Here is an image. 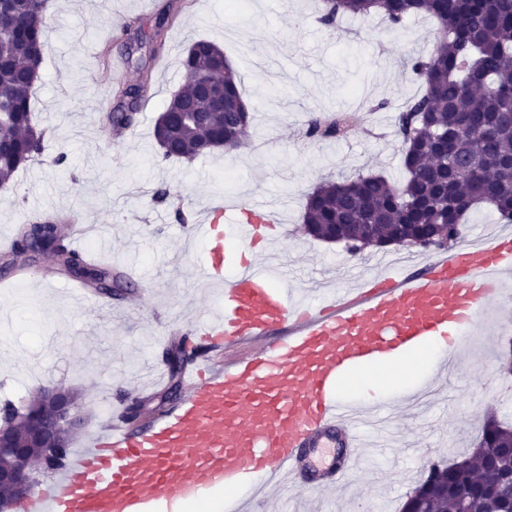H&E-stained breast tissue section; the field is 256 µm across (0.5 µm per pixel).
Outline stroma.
Masks as SVG:
<instances>
[{"label":"stroma","instance_id":"stroma-1","mask_svg":"<svg viewBox=\"0 0 512 512\" xmlns=\"http://www.w3.org/2000/svg\"><path fill=\"white\" fill-rule=\"evenodd\" d=\"M167 0H49L42 81L32 109L45 130L44 150L21 169L9 190H0V244L8 242L33 210L80 216L90 230L82 250L125 268L136 289L124 301L71 296L68 280L49 275L43 258L33 275L0 280V403L22 404L36 392L57 387L77 392L86 419L71 442L81 448L123 391L142 400L167 392L170 383L142 388L138 374L147 360L161 359L191 323L219 308L217 289L199 283L194 269L204 241L182 252V226L172 206L155 202V189L169 188L190 223L205 210L261 198L279 212L272 233L276 250L293 276L296 300L312 281L353 288L379 273L376 249L351 253L343 242L306 235V195L325 180L378 174L400 182L402 143L395 121L404 102L424 88L406 67L412 55L428 56L442 40L435 21L418 16L393 27L381 17L346 15L334 26L319 21L321 0H248L239 19L228 0H179L182 10L163 50H141L139 67L124 63L119 39L128 24L149 25ZM214 40L238 72L242 96L255 111L250 143L217 150L193 161L163 159L153 128L185 79L178 61L196 39ZM129 83L149 77V110L123 136L104 139L100 125L118 84L112 64ZM354 113L347 137L312 141L309 121L328 112ZM66 153L67 167L55 165ZM461 244L488 245L512 224H502L490 206L463 221ZM483 339L464 354L465 371L452 378L427 413L400 419L397 442L369 454L358 470L361 484L329 497L325 512H401L406 493L430 466L470 453L479 423L488 413L512 420V375L500 370L501 345L512 337V305L489 315Z\"/></svg>","mask_w":512,"mask_h":512}]
</instances>
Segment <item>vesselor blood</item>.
I'll list each match as a JSON object with an SVG mask.
<instances>
[{
	"mask_svg": "<svg viewBox=\"0 0 512 512\" xmlns=\"http://www.w3.org/2000/svg\"><path fill=\"white\" fill-rule=\"evenodd\" d=\"M223 208L191 225L184 248L208 244L195 276L219 287V311L192 334L214 356L185 378L183 395L141 424L113 423L77 449L54 483L31 493L22 512H181L191 499L233 492L223 512H260L275 490L313 494L350 481L356 457L303 480L310 449L334 436L354 448L385 446L383 417L430 404L445 376L459 372L461 351L486 313L512 301L503 277L512 273V237L465 245L428 258L421 273L387 272L349 292L323 290L314 306L290 300L287 271L268 260L240 259L227 274L225 240L249 251L265 240L277 215L264 203L238 205L230 223ZM455 331L458 340L432 375L397 395L362 403L340 388L353 370L421 348ZM241 358L219 360L242 345Z\"/></svg>",
	"mask_w": 512,
	"mask_h": 512,
	"instance_id": "vessel-or-blood-1",
	"label": "vessel or blood"
}]
</instances>
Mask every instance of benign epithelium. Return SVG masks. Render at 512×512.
I'll return each instance as SVG.
<instances>
[{"label": "benign epithelium", "instance_id": "1", "mask_svg": "<svg viewBox=\"0 0 512 512\" xmlns=\"http://www.w3.org/2000/svg\"><path fill=\"white\" fill-rule=\"evenodd\" d=\"M199 91L212 108L223 111L227 107L224 85L204 81L199 83ZM41 395L47 408L31 409L24 413V441L17 440L9 424L0 423V454H22L28 448H38L41 460L54 459L60 454L61 439L68 438L84 424L78 401L69 399L55 389L44 390ZM1 485L8 488L9 495L0 497V512H12L34 490L35 470L30 466L0 469Z\"/></svg>", "mask_w": 512, "mask_h": 512}]
</instances>
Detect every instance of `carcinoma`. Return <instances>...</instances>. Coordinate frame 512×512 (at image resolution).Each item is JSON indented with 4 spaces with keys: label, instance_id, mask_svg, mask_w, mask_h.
I'll use <instances>...</instances> for the list:
<instances>
[{
    "label": "carcinoma",
    "instance_id": "carcinoma-1",
    "mask_svg": "<svg viewBox=\"0 0 512 512\" xmlns=\"http://www.w3.org/2000/svg\"><path fill=\"white\" fill-rule=\"evenodd\" d=\"M343 15H379L392 25L410 16L436 19L444 35L426 58L407 65L423 81L424 93L397 117L406 178L396 185L381 175L342 182L323 181L308 193L304 232L327 242L384 247L401 245L413 227V241L447 249L461 235L464 217L487 204L501 221L512 223V182L504 162L512 160V0H326L320 22L331 26ZM177 11L169 2L158 14L152 40L164 39ZM48 31L47 0H0V190L43 151L44 130L36 127L31 89L40 79L42 47ZM180 65L186 88L175 94L154 124L164 159L191 161L211 152L220 140L248 139L254 123L243 125L236 112L213 111L199 96L196 79L224 81L242 98L238 76L224 51L198 39ZM145 85L129 84L107 114L118 134L131 128ZM186 112H205L192 121ZM353 116L330 113L309 122V139L340 138ZM57 214H45L17 229L0 256L15 269L28 268L27 251L54 256L55 272L101 296L121 300L133 286L127 272L86 260L71 248ZM204 354L203 347L180 343L166 352L172 378ZM512 512V424L489 416L474 438L470 454L436 464L409 493L402 512Z\"/></svg>",
    "mask_w": 512,
    "mask_h": 512
}]
</instances>
